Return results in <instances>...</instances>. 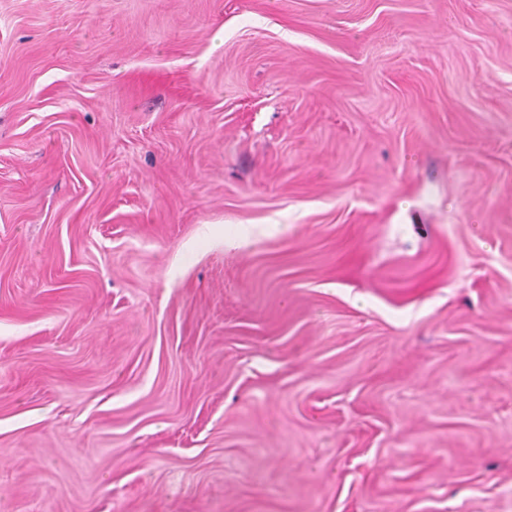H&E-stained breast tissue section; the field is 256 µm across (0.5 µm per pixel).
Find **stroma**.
<instances>
[{
    "label": "stroma",
    "mask_w": 512,
    "mask_h": 512,
    "mask_svg": "<svg viewBox=\"0 0 512 512\" xmlns=\"http://www.w3.org/2000/svg\"><path fill=\"white\" fill-rule=\"evenodd\" d=\"M0 512H512V0H0Z\"/></svg>",
    "instance_id": "stroma-1"
}]
</instances>
